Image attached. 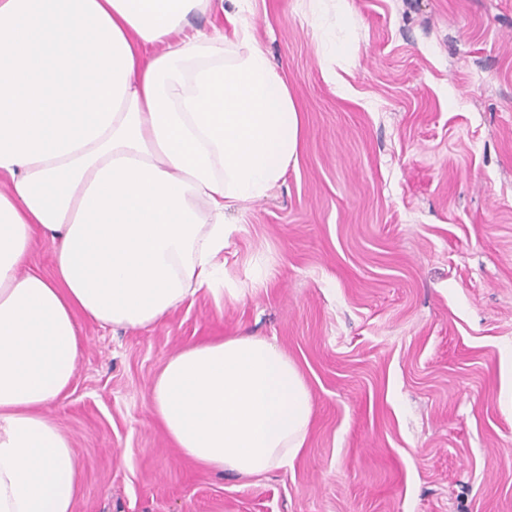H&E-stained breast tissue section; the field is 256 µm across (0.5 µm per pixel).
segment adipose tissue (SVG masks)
<instances>
[{
  "instance_id": "1",
  "label": "adipose tissue",
  "mask_w": 512,
  "mask_h": 512,
  "mask_svg": "<svg viewBox=\"0 0 512 512\" xmlns=\"http://www.w3.org/2000/svg\"><path fill=\"white\" fill-rule=\"evenodd\" d=\"M225 0H0V512H74L79 461L47 414L75 376L77 322L147 328L225 284V215L298 154L288 85L248 0L229 32L186 35ZM51 241L54 273L26 268ZM167 438L205 467H285L313 415L273 340L171 356L151 388Z\"/></svg>"
}]
</instances>
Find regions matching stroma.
<instances>
[{
	"instance_id": "stroma-1",
	"label": "stroma",
	"mask_w": 512,
	"mask_h": 512,
	"mask_svg": "<svg viewBox=\"0 0 512 512\" xmlns=\"http://www.w3.org/2000/svg\"><path fill=\"white\" fill-rule=\"evenodd\" d=\"M252 0L302 119L295 164L234 211L230 279L148 329L80 318L50 415L75 512H512V0ZM352 43L339 91L322 30ZM276 338L312 395L303 451L240 477L187 460L152 414L180 348ZM309 2V11L313 18L319 19L322 14L329 11L330 7H333L336 10L337 26L352 25L354 22L348 7V0H309Z\"/></svg>"
}]
</instances>
